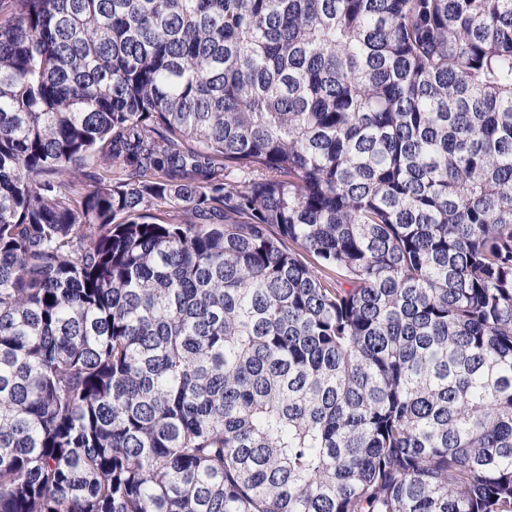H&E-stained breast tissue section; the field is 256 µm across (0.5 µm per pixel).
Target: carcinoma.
Listing matches in <instances>:
<instances>
[{
    "mask_svg": "<svg viewBox=\"0 0 512 512\" xmlns=\"http://www.w3.org/2000/svg\"><path fill=\"white\" fill-rule=\"evenodd\" d=\"M8 4L0 512H512V0Z\"/></svg>",
    "mask_w": 512,
    "mask_h": 512,
    "instance_id": "1",
    "label": "carcinoma"
}]
</instances>
